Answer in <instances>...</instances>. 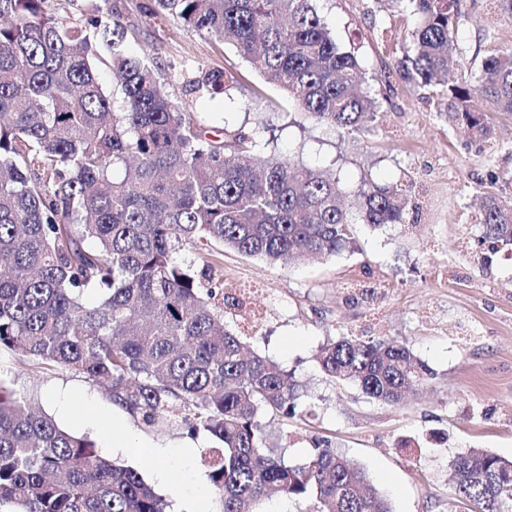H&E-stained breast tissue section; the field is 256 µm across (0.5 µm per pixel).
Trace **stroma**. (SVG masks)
Segmentation results:
<instances>
[{"mask_svg": "<svg viewBox=\"0 0 512 512\" xmlns=\"http://www.w3.org/2000/svg\"><path fill=\"white\" fill-rule=\"evenodd\" d=\"M112 2L137 33L134 53L155 49L172 95L207 126L250 135L260 154L330 168L353 213L364 177L410 185L405 224L354 225L351 247L338 256L275 268L222 252L216 274L247 304L225 310L224 322L246 351L276 363L296 384L294 418L262 416L266 447L295 463L325 441L369 471L394 512H470L448 483L452 460L472 447L512 459V252L482 246L476 222L481 191L512 194V123L499 127L495 145L474 142L440 115L436 98L385 83L383 71L400 58L414 25L387 0L318 2L341 48L356 53L377 101L374 120L349 134L304 119L232 45L152 16L154 0ZM460 9L462 48L476 72L492 44L512 46V21L497 17L488 0H461ZM488 30L496 42L484 40ZM201 67L225 72L226 94L185 95V76ZM354 288L366 296L348 300ZM342 336L403 343L432 375L400 405L369 399L326 377L314 360ZM0 380L62 428L89 437L113 463L150 482L166 471L157 490L170 512H185L191 498L208 492V432L188 434L177 420L145 429L112 404L104 386L6 351Z\"/></svg>", "mask_w": 512, "mask_h": 512, "instance_id": "stroma-1", "label": "stroma"}]
</instances>
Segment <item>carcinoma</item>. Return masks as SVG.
Instances as JSON below:
<instances>
[{
    "label": "carcinoma",
    "instance_id": "1",
    "mask_svg": "<svg viewBox=\"0 0 512 512\" xmlns=\"http://www.w3.org/2000/svg\"><path fill=\"white\" fill-rule=\"evenodd\" d=\"M156 15L237 52L298 111L339 134L376 112L356 55L331 35L316 0H155ZM417 18L384 80L435 96L448 123L494 139L490 114L512 120V48L479 73L436 81L465 64L460 0H395ZM84 24H64L48 0H0V351L108 384L114 405L153 428L170 416L209 432L214 512H257L272 491L316 512H394L366 469L333 448L290 464L263 447L260 411L296 415L295 383L243 353L224 307L241 300L206 262L177 265L183 244H210L287 266L335 256L354 224H403L402 183L365 179L356 216L336 174L286 157L248 161L252 138L218 139L173 99L149 55H129L111 0ZM110 52L123 111L112 110L95 68ZM191 90L227 91L224 72L199 69ZM484 237L512 244V196L486 190ZM321 371L397 405L430 375L403 343L342 336L321 347ZM449 481L476 512H512V461L471 448ZM0 512H168V501L95 443L60 428L0 381Z\"/></svg>",
    "mask_w": 512,
    "mask_h": 512
}]
</instances>
